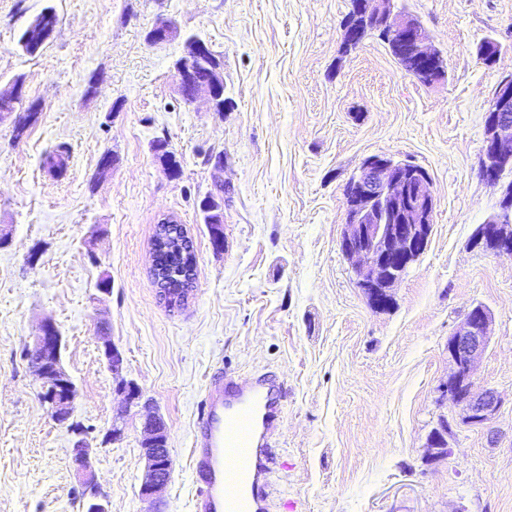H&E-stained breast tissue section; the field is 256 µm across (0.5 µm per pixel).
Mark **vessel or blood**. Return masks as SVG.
Masks as SVG:
<instances>
[{
	"mask_svg": "<svg viewBox=\"0 0 512 512\" xmlns=\"http://www.w3.org/2000/svg\"><path fill=\"white\" fill-rule=\"evenodd\" d=\"M281 392L263 373L209 381L191 443L195 512H269V448Z\"/></svg>",
	"mask_w": 512,
	"mask_h": 512,
	"instance_id": "b4317fda",
	"label": "vessel or blood"
}]
</instances>
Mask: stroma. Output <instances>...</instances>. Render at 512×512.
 <instances>
[{
  "instance_id": "stroma-1",
  "label": "stroma",
  "mask_w": 512,
  "mask_h": 512,
  "mask_svg": "<svg viewBox=\"0 0 512 512\" xmlns=\"http://www.w3.org/2000/svg\"><path fill=\"white\" fill-rule=\"evenodd\" d=\"M396 5L443 56V80L407 75L373 35L344 50L351 0H0V90L22 82L23 105L39 110L23 135L0 123V512H85L71 464L81 442L96 450L109 512H194L189 448L217 371L282 384L270 512H512V259L470 245L499 210L479 166L484 112L512 75V0ZM48 8L55 33L36 54L19 51ZM162 19L223 54L225 111L182 99L181 41L146 38ZM486 38L501 46L490 67L478 54ZM61 146L58 176L47 158ZM373 154L427 169L437 201L428 247L384 310L339 246L347 182ZM219 190L218 252L198 203ZM165 217L184 225L197 260L175 307L151 276ZM478 304L494 322L474 379L502 407L488 428H457L435 461L431 431L459 414L441 392L448 338ZM46 321L63 338L73 419L87 434L52 420L25 360ZM106 337L140 402L119 392ZM150 412L172 465L153 502L139 494ZM114 424L123 437L105 442Z\"/></svg>"
}]
</instances>
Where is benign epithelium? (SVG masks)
<instances>
[{"label":"benign epithelium","instance_id":"1","mask_svg":"<svg viewBox=\"0 0 512 512\" xmlns=\"http://www.w3.org/2000/svg\"><path fill=\"white\" fill-rule=\"evenodd\" d=\"M358 19L342 25L343 43L352 49L364 39L363 25L379 27L408 56L428 83L446 75L439 52L427 45L428 36L421 22L410 13L395 8L394 0H358ZM179 38L178 28L171 22L155 25L147 33L151 43ZM184 55L202 59L211 56V46L200 38L184 43ZM174 76L183 100L193 104L206 100L214 109L224 108L220 100L224 90L221 67L211 65L203 81L179 59L173 64ZM512 170V76L503 79L494 92L484 115L482 162L480 176L499 184ZM429 172L413 162L396 161L385 155L366 157L350 177L345 191L346 222L340 249L353 263L357 284L368 297L372 308L383 309L390 302V290L408 273L426 251L433 232L436 200L431 190ZM486 246L495 256L512 259V185L502 186L498 213L480 225L471 246ZM196 258H189L183 273L170 282L160 271L153 279L159 296L177 301L179 293L190 288L194 279ZM492 314L483 305L473 306L448 337V359L452 370L443 384V395L451 397L460 409L459 424L485 426L498 414L502 399L497 390L476 384L474 370L491 338ZM63 339L55 325L45 322L25 350L28 364L40 382L41 399L49 405L52 419L72 431L79 430L71 422L75 384L61 365ZM102 357L126 399H140L139 389L123 379L124 359L108 337H103ZM144 439L141 454L145 476L140 495L150 499L169 483L171 459L164 421L149 415L143 421ZM452 425L447 417L439 418L428 440L431 457L448 454V434ZM94 449L77 445L72 449V466L84 486L88 498L86 512H108L107 497L100 490L92 455Z\"/></svg>","mask_w":512,"mask_h":512}]
</instances>
